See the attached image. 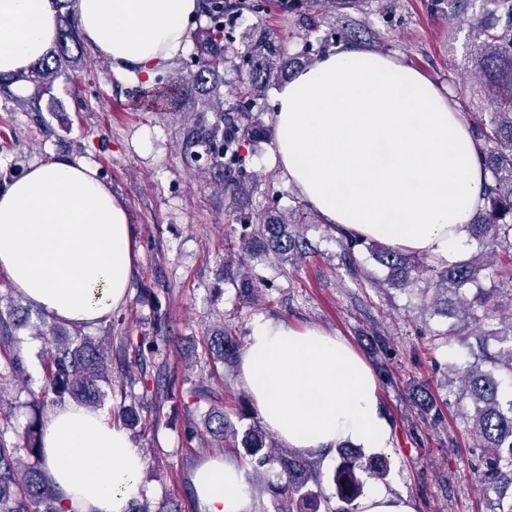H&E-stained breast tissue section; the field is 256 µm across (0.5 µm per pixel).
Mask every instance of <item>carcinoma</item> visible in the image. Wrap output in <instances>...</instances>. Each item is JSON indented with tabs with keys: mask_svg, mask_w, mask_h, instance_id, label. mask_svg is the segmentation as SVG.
Returning <instances> with one entry per match:
<instances>
[{
	"mask_svg": "<svg viewBox=\"0 0 512 512\" xmlns=\"http://www.w3.org/2000/svg\"><path fill=\"white\" fill-rule=\"evenodd\" d=\"M368 0H280L279 7L303 14L305 21L304 48L294 58L281 52L279 44L263 28L253 29L247 51L249 73L247 91L254 98L275 81H283L294 72L312 66L326 45L314 46L311 34L316 28V13L339 14L359 10ZM475 0H425V8L432 16L448 15L460 20L470 15L473 36L472 70L470 79L479 92L494 106L489 122L479 120L471 127L475 142L481 146V160L490 178L484 185L483 208L467 225L469 237L478 242L485 252L504 255L494 264L482 256H471L462 261L438 265L437 280L420 289L421 301L426 307L457 320L449 335L468 346L473 361L463 366L448 365L463 392L470 400L469 420L478 446L485 449L481 458L480 483L486 495H495L493 512H512V498L504 501V489L512 488V313L502 316L503 308L512 310V0H483L491 8L481 14L469 13ZM245 0H202V14L207 25L198 30L200 46L198 68L189 76L152 89L149 96L160 112H175L196 89H204L212 81L228 57L235 53L224 43V20L246 8ZM81 47V38L72 18L60 20L55 49L33 65L26 74L7 81L0 80V92H7L17 82L34 87L38 99L42 89L69 51V45ZM224 121V191L237 199L246 194L248 181L241 178L239 143L263 136L264 128L257 121L246 123L235 118ZM218 128L196 127L190 131L186 148L192 149L211 140ZM312 223L309 213L298 208L288 210V216L268 211L258 216V227L242 237L239 245V263L224 265V279L239 278L242 289L253 301L262 296L260 283L245 271V258L257 253L270 255L281 263H291L301 256L307 243L292 230L296 224ZM344 240V264L350 275H361L362 269L355 255L356 247L366 240L336 230ZM371 257L389 270L388 284L398 290H407L419 281V269L424 264L405 250L377 240L369 244ZM492 274H487V270ZM498 281L499 287L480 288L469 293L467 286L485 276ZM14 300L0 296V512H65L59 503L55 486L42 463L43 415L45 409L73 403L97 410L104 398L112 392V345L90 336H84L79 327L68 334L65 326L55 322L43 323L38 336L45 345L42 361L43 384L39 391L28 390V399L22 406L28 409L30 420L21 433L13 430L10 419L13 399L10 387L25 372L23 357L17 348ZM496 340L502 347L488 350V342ZM239 343L225 329L206 337L205 353L213 362L232 360ZM411 395L419 414L426 418L439 415V404L428 384L419 383ZM119 415L125 425L135 428L156 424L160 411L143 416L132 405L122 408ZM206 432L211 435V447L231 448L241 458H249L254 471L275 463L280 472L277 481H267L264 491L272 496L276 512H356V501L363 491L361 475L383 479L387 466L374 455L360 448L341 445L336 448L339 464L333 475L337 486L339 505L323 497L320 489L321 473L312 460L290 450L277 447L272 436L261 426L253 424L238 430L230 421L224 406L213 405L204 419Z\"/></svg>",
	"mask_w": 512,
	"mask_h": 512,
	"instance_id": "carcinoma-1",
	"label": "carcinoma"
}]
</instances>
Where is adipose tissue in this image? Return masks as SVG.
<instances>
[{
  "label": "adipose tissue",
  "instance_id": "ef3b65f1",
  "mask_svg": "<svg viewBox=\"0 0 512 512\" xmlns=\"http://www.w3.org/2000/svg\"><path fill=\"white\" fill-rule=\"evenodd\" d=\"M200 9L201 0H75L74 16L87 47L149 82L184 51ZM56 37V0H0V78L28 71ZM273 122L276 163L326 223L438 263L463 260L485 173L448 91L395 57L339 45L280 88ZM134 262L128 207L92 161L53 157L0 188V271L51 317L108 320L128 300ZM238 377L286 447L393 445L371 367L334 333L256 318ZM44 453L67 512H127L140 492L145 459L103 413L53 409ZM193 486L201 512H260L236 463L202 462Z\"/></svg>",
  "mask_w": 512,
  "mask_h": 512
}]
</instances>
